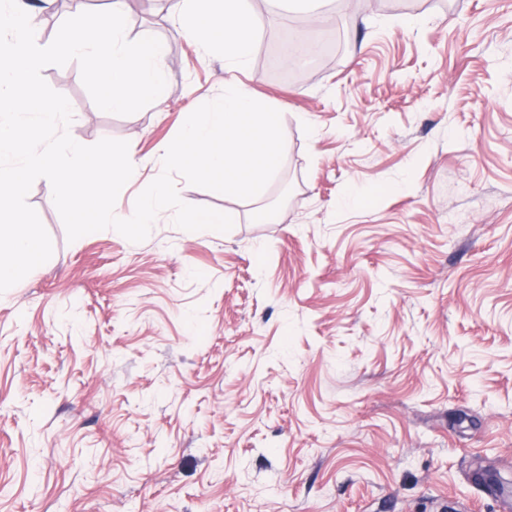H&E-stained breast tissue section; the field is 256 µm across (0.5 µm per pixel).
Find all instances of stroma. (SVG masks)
<instances>
[{"instance_id": "stroma-1", "label": "stroma", "mask_w": 512, "mask_h": 512, "mask_svg": "<svg viewBox=\"0 0 512 512\" xmlns=\"http://www.w3.org/2000/svg\"><path fill=\"white\" fill-rule=\"evenodd\" d=\"M175 4H125L166 47L162 105L43 69L70 135L135 146L129 211L240 82L281 114L279 172L251 200L175 177L232 229L138 243L69 241L33 183L53 255L0 294V512H501L476 475L512 480V0H315L335 38L292 78L265 32L235 71L173 38Z\"/></svg>"}]
</instances>
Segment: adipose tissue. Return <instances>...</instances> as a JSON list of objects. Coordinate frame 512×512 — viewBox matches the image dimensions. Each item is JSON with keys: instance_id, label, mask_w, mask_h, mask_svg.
<instances>
[{"instance_id": "obj_1", "label": "adipose tissue", "mask_w": 512, "mask_h": 512, "mask_svg": "<svg viewBox=\"0 0 512 512\" xmlns=\"http://www.w3.org/2000/svg\"><path fill=\"white\" fill-rule=\"evenodd\" d=\"M262 25L247 0H179L173 14L177 36L196 43L202 55L220 52L231 70L249 65L253 37Z\"/></svg>"}]
</instances>
